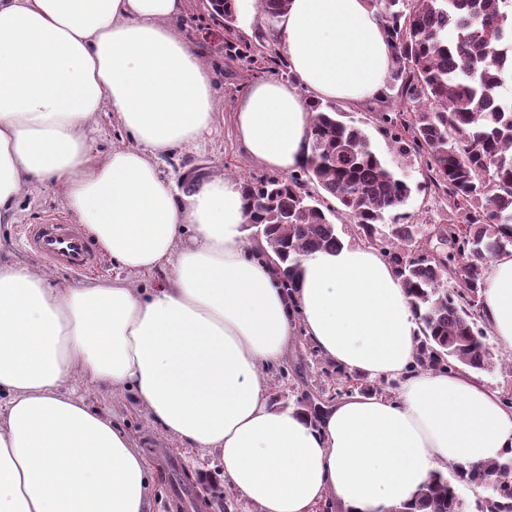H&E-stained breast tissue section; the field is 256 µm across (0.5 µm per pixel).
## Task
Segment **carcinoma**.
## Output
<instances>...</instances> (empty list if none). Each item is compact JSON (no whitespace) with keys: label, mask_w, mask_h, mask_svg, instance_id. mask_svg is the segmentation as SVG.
<instances>
[{"label":"carcinoma","mask_w":512,"mask_h":512,"mask_svg":"<svg viewBox=\"0 0 512 512\" xmlns=\"http://www.w3.org/2000/svg\"><path fill=\"white\" fill-rule=\"evenodd\" d=\"M393 50L387 82L396 105L373 112L380 131L402 154L424 160L428 189L445 204V223L433 227L444 259L417 245L403 212L413 191L374 151L366 131L341 120L343 111L313 101L306 163L286 177L246 179L251 224L285 265L295 288L301 262L341 246L333 218H352L359 240L393 266L420 324L413 369L484 371L494 364L480 325L482 270L512 249V0H368ZM288 0H259L266 27L234 48L248 64L278 69L274 28ZM371 391L361 375L336 370L333 401ZM488 492L481 512H512V456L459 476ZM455 485L432 475L412 505L397 512H460Z\"/></svg>","instance_id":"1"}]
</instances>
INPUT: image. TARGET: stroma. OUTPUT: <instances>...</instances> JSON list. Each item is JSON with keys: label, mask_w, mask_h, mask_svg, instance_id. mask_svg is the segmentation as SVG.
<instances>
[{"label": "stroma", "mask_w": 512, "mask_h": 512, "mask_svg": "<svg viewBox=\"0 0 512 512\" xmlns=\"http://www.w3.org/2000/svg\"><path fill=\"white\" fill-rule=\"evenodd\" d=\"M185 38L199 53L210 70L215 93V119L209 132L197 143L183 151L167 155L159 164L165 179L178 183H193L202 179L226 176L240 180L265 176L266 170L250 159L239 147L232 124L236 101L261 71H247L243 61L230 59L225 53L224 32L205 8L204 0H186L185 12L178 23ZM380 106L379 101L364 103L359 108L347 109L346 116L364 127L373 149L394 169L405 172L411 183L425 181V171L419 158L400 156L390 139L371 123L370 116ZM66 207L53 190L33 187L20 201L16 221L0 224V265H25L35 262L33 253L24 249L17 233L21 224H36L47 216L65 212ZM49 272L60 286H91L114 280L129 281L149 287L151 280L141 273L119 267L111 258H103L98 274L83 278L58 268ZM288 375L279 378L277 371H267L265 377L272 402L281 407L297 406L305 392H318L330 381L322 366L306 354L300 342H293L286 364ZM77 398L113 420L130 435L142 457H149L156 448H175L180 453L181 471L160 477L157 469H150V512H170L169 505L180 488V475L187 472L197 479L198 492L208 502L223 505L231 489L226 482L214 452L190 448L168 436L141 407L132 392L112 391L109 387L77 380L74 384Z\"/></svg>", "instance_id": "1"}]
</instances>
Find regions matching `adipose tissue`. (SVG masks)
Masks as SVG:
<instances>
[{
    "label": "adipose tissue",
    "mask_w": 512,
    "mask_h": 512,
    "mask_svg": "<svg viewBox=\"0 0 512 512\" xmlns=\"http://www.w3.org/2000/svg\"><path fill=\"white\" fill-rule=\"evenodd\" d=\"M184 0H0V224L34 186L58 190L122 267L159 273L61 287L0 266V512H149L131 437L76 398L85 378L133 391L165 433L215 452L256 512H393L437 471L512 455V407L467 371L414 372L418 321L384 257L342 244L305 259L294 293L250 241L239 181L176 186L158 168L214 123L208 68L176 23ZM292 81H252L232 114L264 168L309 153V100L378 98L392 49L367 0H289ZM112 109L128 145L89 138ZM481 313L512 349V252L483 274ZM303 335L342 370L398 381L339 397L320 422L270 401L265 369Z\"/></svg>",
    "instance_id": "1"
}]
</instances>
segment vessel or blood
I'll return each instance as SVG.
<instances>
[{
  "mask_svg": "<svg viewBox=\"0 0 512 512\" xmlns=\"http://www.w3.org/2000/svg\"><path fill=\"white\" fill-rule=\"evenodd\" d=\"M19 231L29 249L48 264L77 276L94 274L100 267V256L83 228L66 216L54 215L39 224H24Z\"/></svg>",
  "mask_w": 512,
  "mask_h": 512,
  "instance_id": "obj_1",
  "label": "vessel or blood"
}]
</instances>
